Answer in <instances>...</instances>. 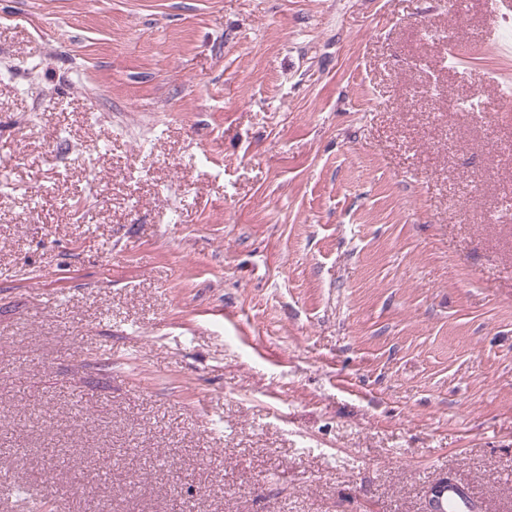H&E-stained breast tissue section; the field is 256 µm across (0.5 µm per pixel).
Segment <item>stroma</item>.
I'll return each instance as SVG.
<instances>
[{
	"label": "stroma",
	"instance_id": "obj_1",
	"mask_svg": "<svg viewBox=\"0 0 512 512\" xmlns=\"http://www.w3.org/2000/svg\"><path fill=\"white\" fill-rule=\"evenodd\" d=\"M509 199L512 0H0V512H512ZM439 490L437 500L429 503L431 512H472L470 495L462 486L448 480Z\"/></svg>",
	"mask_w": 512,
	"mask_h": 512
}]
</instances>
